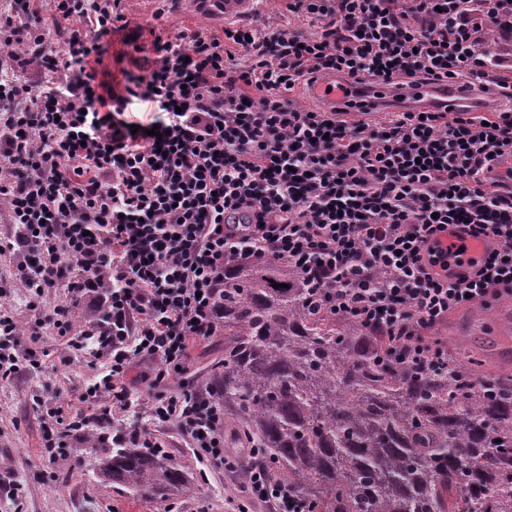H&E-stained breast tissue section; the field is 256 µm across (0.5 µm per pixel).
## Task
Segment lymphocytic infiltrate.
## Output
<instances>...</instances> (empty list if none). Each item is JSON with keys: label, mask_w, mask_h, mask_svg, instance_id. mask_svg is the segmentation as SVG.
Returning a JSON list of instances; mask_svg holds the SVG:
<instances>
[{"label": "lymphocytic infiltrate", "mask_w": 512, "mask_h": 512, "mask_svg": "<svg viewBox=\"0 0 512 512\" xmlns=\"http://www.w3.org/2000/svg\"><path fill=\"white\" fill-rule=\"evenodd\" d=\"M122 0H16L0 13V44L27 69L63 74L32 93L0 79V257L31 297L34 328H52L104 360L48 452L80 437L156 447L150 427L115 429L132 363L152 397L151 425L176 424L203 460L241 471L251 498L274 512H307L261 472L239 470L224 446V403L206 384L169 393L189 344L216 335L224 259L282 260L309 277L337 315L384 330L389 360L447 370L429 328L451 311L512 296V112L489 120L395 112L369 120L292 106L318 77L396 88L490 82L512 103V0H292L307 30L275 21L155 37L153 55L123 92L104 98L94 61L124 21ZM68 29L65 55L54 35ZM144 105L162 135L132 131ZM490 239L485 259L450 279L434 246L448 226ZM71 302L48 306L45 292ZM95 316L72 328L75 307ZM0 307V379L40 368Z\"/></svg>", "instance_id": "1"}]
</instances>
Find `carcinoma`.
I'll list each match as a JSON object with an SVG mask.
<instances>
[{"mask_svg":"<svg viewBox=\"0 0 512 512\" xmlns=\"http://www.w3.org/2000/svg\"><path fill=\"white\" fill-rule=\"evenodd\" d=\"M219 315L224 421L312 512H512V374L481 352L446 373L388 364L384 333L330 313L284 261L226 258ZM91 467L143 498L186 482L158 448H103Z\"/></svg>","mask_w":512,"mask_h":512,"instance_id":"obj_1","label":"carcinoma"}]
</instances>
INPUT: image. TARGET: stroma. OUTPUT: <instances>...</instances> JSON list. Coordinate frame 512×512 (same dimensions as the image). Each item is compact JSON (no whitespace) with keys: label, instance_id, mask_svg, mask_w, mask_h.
Returning a JSON list of instances; mask_svg holds the SVG:
<instances>
[{"label":"stroma","instance_id":"35a3bbf8","mask_svg":"<svg viewBox=\"0 0 512 512\" xmlns=\"http://www.w3.org/2000/svg\"><path fill=\"white\" fill-rule=\"evenodd\" d=\"M123 12L127 22L106 37L103 62L96 67L100 92L106 96L123 91L127 76L138 73L155 36L173 39L188 29L224 33L223 23L191 13L182 0H125ZM0 306L15 315L21 347L33 349L43 360L41 370L0 380V448L12 451L10 481L15 487L14 494L0 493V512H234L245 497L240 485L225 474L223 464L201 461L173 425L157 428L155 436L189 483L163 501L137 497L125 485L94 477L89 441L70 440L65 455L50 458L43 448V429L54 423L47 408L66 415L80 408L77 391L96 379L101 364L84 357L54 330L32 335L24 289H7L0 295ZM432 334L452 346L482 349L491 369L512 371L510 296L492 301L478 316L471 308L457 309ZM223 357V335L191 341L187 371L170 379L169 388L206 382L212 366ZM38 395L44 406H36Z\"/></svg>","mask_w":512,"mask_h":512}]
</instances>
